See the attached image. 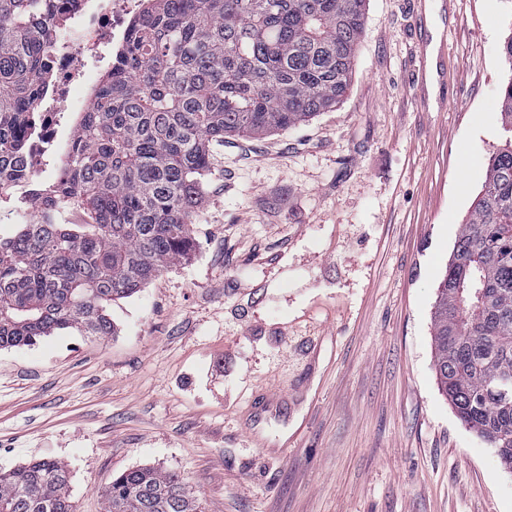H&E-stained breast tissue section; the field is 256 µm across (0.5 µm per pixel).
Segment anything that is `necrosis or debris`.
<instances>
[{"mask_svg": "<svg viewBox=\"0 0 512 512\" xmlns=\"http://www.w3.org/2000/svg\"><path fill=\"white\" fill-rule=\"evenodd\" d=\"M141 9V0H78L68 27L48 44L49 87L34 105L38 120L28 130L29 148L12 159L8 170L19 200L11 216L40 209L30 183L65 156L78 116L95 104L96 69L109 49L123 46L129 23Z\"/></svg>", "mask_w": 512, "mask_h": 512, "instance_id": "4bbe7bcc", "label": "necrosis or debris"}]
</instances>
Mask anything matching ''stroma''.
<instances>
[{"label": "stroma", "mask_w": 512, "mask_h": 512, "mask_svg": "<svg viewBox=\"0 0 512 512\" xmlns=\"http://www.w3.org/2000/svg\"><path fill=\"white\" fill-rule=\"evenodd\" d=\"M511 34L512 0H367L343 103L225 139L189 261L114 301L111 335L0 349V469L62 462L75 512L144 466L204 512H512L431 336Z\"/></svg>", "instance_id": "obj_1"}]
</instances>
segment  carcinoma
<instances>
[{"label": "carcinoma", "mask_w": 512, "mask_h": 512, "mask_svg": "<svg viewBox=\"0 0 512 512\" xmlns=\"http://www.w3.org/2000/svg\"><path fill=\"white\" fill-rule=\"evenodd\" d=\"M75 0H0V158L26 150L45 44ZM34 224L0 238V348L113 330L111 302L195 250L203 180L224 139L289 130L350 89L367 0H144ZM499 121L512 133V78ZM87 211L59 224L58 211ZM432 314L438 384L512 472V138L488 159ZM105 512H202L175 473L124 471ZM0 512H75L54 460L0 470Z\"/></svg>", "instance_id": "carcinoma-1"}]
</instances>
